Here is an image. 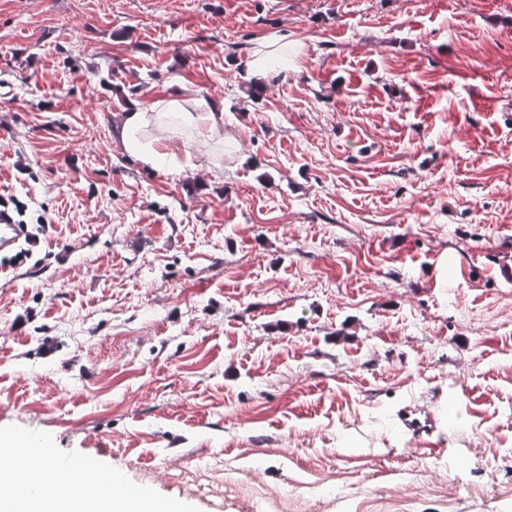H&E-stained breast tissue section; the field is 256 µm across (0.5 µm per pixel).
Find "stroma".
<instances>
[{"label":"stroma","mask_w":512,"mask_h":512,"mask_svg":"<svg viewBox=\"0 0 512 512\" xmlns=\"http://www.w3.org/2000/svg\"><path fill=\"white\" fill-rule=\"evenodd\" d=\"M3 81L0 437L180 512H512V0H0ZM174 96L224 123L143 167ZM288 48L291 53L289 66L299 68L304 56L303 47L300 43L288 39V34L259 38L254 45L249 61L253 72L259 77L264 76L268 64L278 60L283 52L287 54L286 67L288 68ZM168 117H175L191 127L202 139H208L211 132L224 123V112L203 98L171 97L154 101L146 107L132 105L124 116L119 137L147 168L180 170L191 164L189 155L152 133ZM26 232L23 224H15L6 215L0 214V255L15 251ZM423 412L424 420L423 422H417V418L413 417L420 412ZM421 411L413 410L410 408H405L400 413V420L405 427V429L413 436V437H423V435L431 436L437 428V424L440 421V414L431 409V407H427L426 410L422 409Z\"/></svg>","instance_id":"stroma-1"}]
</instances>
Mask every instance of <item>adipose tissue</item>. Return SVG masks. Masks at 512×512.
Masks as SVG:
<instances>
[{"mask_svg":"<svg viewBox=\"0 0 512 512\" xmlns=\"http://www.w3.org/2000/svg\"><path fill=\"white\" fill-rule=\"evenodd\" d=\"M286 51L291 54L290 66L299 67L304 56L301 44L284 34L259 38L251 54L253 72L264 75L268 64ZM168 117L191 127L202 139L209 138L224 122L223 112L203 98L171 97L145 107L132 105L124 116L119 137L145 167L180 170L191 163L189 155L155 136V128ZM23 454L29 457V464L0 465V512H171L170 508L152 503L140 492L119 497L103 491L99 487L100 471L96 468L89 469L82 493L60 489L62 475L53 465L44 462L42 449L27 448ZM45 484L57 486V493L43 495L41 487Z\"/></svg>","mask_w":512,"mask_h":512,"instance_id":"adipose-tissue-1","label":"adipose tissue"}]
</instances>
